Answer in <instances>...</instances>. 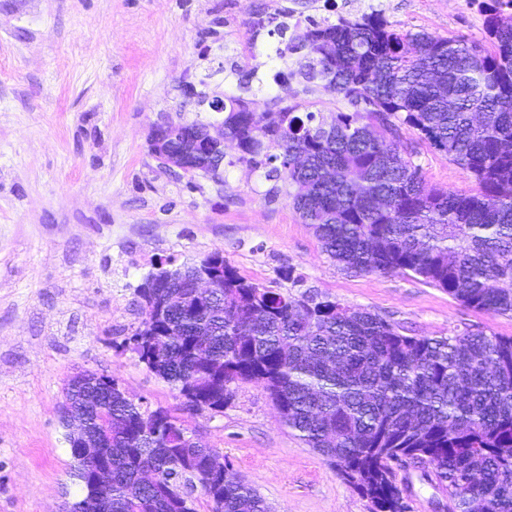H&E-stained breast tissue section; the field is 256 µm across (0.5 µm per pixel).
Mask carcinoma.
I'll return each mask as SVG.
<instances>
[{
    "instance_id": "1",
    "label": "carcinoma",
    "mask_w": 512,
    "mask_h": 512,
    "mask_svg": "<svg viewBox=\"0 0 512 512\" xmlns=\"http://www.w3.org/2000/svg\"><path fill=\"white\" fill-rule=\"evenodd\" d=\"M485 43L401 31L373 10L311 20L304 43L286 38L290 10L258 14L284 48L302 53L282 73L327 81L352 108L328 115L294 107L259 110L233 94L223 119L239 161L265 169L324 251L346 268L413 274L465 306L512 314V0H480ZM274 29H269V25ZM407 125L462 166L474 193L428 185L403 146ZM208 269L219 288L196 298L188 280L146 276L137 288L148 329L129 342L141 363L171 383L190 410L221 412L240 382L263 385L285 426L317 451L374 512H407L392 464L422 457L438 486L457 489L466 512H512V337L464 329L407 335L366 308L247 281L214 252ZM185 296L179 308L164 299ZM208 335V355L195 338ZM171 332L165 353L158 335ZM96 423L112 464V486L93 482L96 462L80 460L73 478L85 496L72 512H195L200 487L210 512H271L243 480L213 468L216 449L185 439L177 418L130 401L96 382ZM65 401L84 404L85 386L67 383ZM151 471L149 482L142 473Z\"/></svg>"
}]
</instances>
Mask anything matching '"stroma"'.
Masks as SVG:
<instances>
[{
	"mask_svg": "<svg viewBox=\"0 0 512 512\" xmlns=\"http://www.w3.org/2000/svg\"><path fill=\"white\" fill-rule=\"evenodd\" d=\"M261 5L332 21L377 9L400 30L484 39L471 0H0V512H64L82 498L61 407L68 380L86 371L179 417L273 512H373L283 425L261 384H238L223 412H195L125 349L143 318L137 288L158 269L217 251L259 286L366 308L412 335L512 336V316L467 308L419 277L339 265L237 147L217 178L160 166L155 126L221 119L185 82L235 93L230 65L245 50L284 104L347 110L323 81L274 84L278 39L250 29ZM400 135L428 185L474 190L415 130ZM396 480L408 512H444L446 492L422 472L400 468Z\"/></svg>",
	"mask_w": 512,
	"mask_h": 512,
	"instance_id": "obj_1",
	"label": "stroma"
}]
</instances>
